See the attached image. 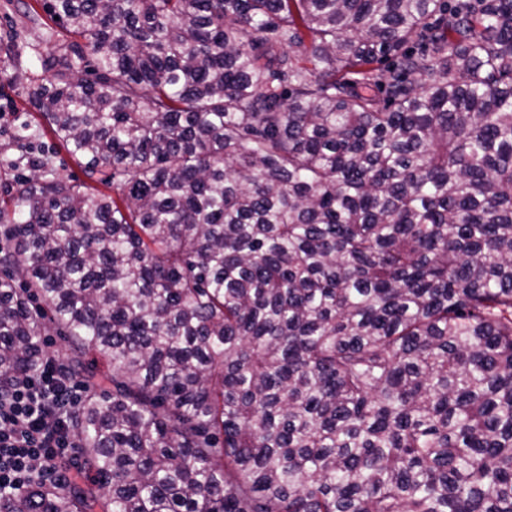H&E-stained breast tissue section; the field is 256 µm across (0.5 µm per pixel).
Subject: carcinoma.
Listing matches in <instances>:
<instances>
[{"instance_id": "1", "label": "carcinoma", "mask_w": 512, "mask_h": 512, "mask_svg": "<svg viewBox=\"0 0 512 512\" xmlns=\"http://www.w3.org/2000/svg\"><path fill=\"white\" fill-rule=\"evenodd\" d=\"M44 8L112 193L9 135L0 385L55 327L97 480L0 512H512V0Z\"/></svg>"}]
</instances>
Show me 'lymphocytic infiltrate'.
Here are the masks:
<instances>
[{"instance_id": "obj_1", "label": "lymphocytic infiltrate", "mask_w": 512, "mask_h": 512, "mask_svg": "<svg viewBox=\"0 0 512 512\" xmlns=\"http://www.w3.org/2000/svg\"><path fill=\"white\" fill-rule=\"evenodd\" d=\"M57 356L0 388V497L37 483L64 484L59 461L71 450L68 416L85 390Z\"/></svg>"}]
</instances>
